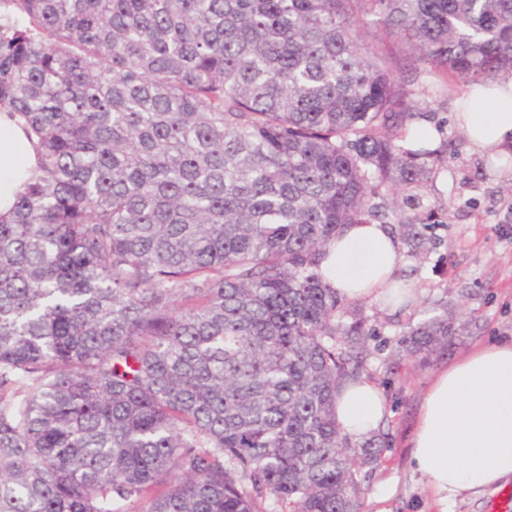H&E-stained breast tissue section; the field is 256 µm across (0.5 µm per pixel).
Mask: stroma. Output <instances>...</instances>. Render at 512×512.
<instances>
[{
    "label": "stroma",
    "instance_id": "35a3bbf8",
    "mask_svg": "<svg viewBox=\"0 0 512 512\" xmlns=\"http://www.w3.org/2000/svg\"><path fill=\"white\" fill-rule=\"evenodd\" d=\"M420 109L441 134L444 160L401 203L402 216L422 217L424 246L401 245L397 277L416 290L414 302L394 310L374 299L341 303L345 322L375 330L369 340L370 381L386 398L388 447L361 478V512H438L425 478L410 463V434L435 375L462 354L512 338V170L496 173L473 152L451 115L463 85L438 74L413 85ZM447 306L466 325L448 351L412 356L399 345L426 311Z\"/></svg>",
    "mask_w": 512,
    "mask_h": 512
}]
</instances>
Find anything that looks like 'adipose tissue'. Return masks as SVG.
<instances>
[{
    "label": "adipose tissue",
    "mask_w": 512,
    "mask_h": 512,
    "mask_svg": "<svg viewBox=\"0 0 512 512\" xmlns=\"http://www.w3.org/2000/svg\"><path fill=\"white\" fill-rule=\"evenodd\" d=\"M454 120L473 150L512 164V79L467 86L455 100ZM38 168L22 120L1 112L0 215H9ZM399 263L386 225L350 224L328 246L320 272L343 297L397 307L413 297L399 285ZM385 411L383 393L366 381L347 384L336 397L337 420L355 439L374 431ZM410 446L414 470L443 508L512 479V340L472 350L437 374L420 402Z\"/></svg>",
    "instance_id": "ef3b65f1"
}]
</instances>
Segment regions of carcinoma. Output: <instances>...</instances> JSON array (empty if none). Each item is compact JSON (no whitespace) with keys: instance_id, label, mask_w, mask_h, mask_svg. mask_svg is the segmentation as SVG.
I'll return each mask as SVG.
<instances>
[{"instance_id":"obj_1","label":"carcinoma","mask_w":512,"mask_h":512,"mask_svg":"<svg viewBox=\"0 0 512 512\" xmlns=\"http://www.w3.org/2000/svg\"><path fill=\"white\" fill-rule=\"evenodd\" d=\"M415 55H384L368 27ZM512 78V0H0V512H359L368 333L319 272L439 154L406 74ZM428 314L401 343L448 347ZM22 120L0 113V215L11 212L17 195L37 174L39 160Z\"/></svg>"}]
</instances>
